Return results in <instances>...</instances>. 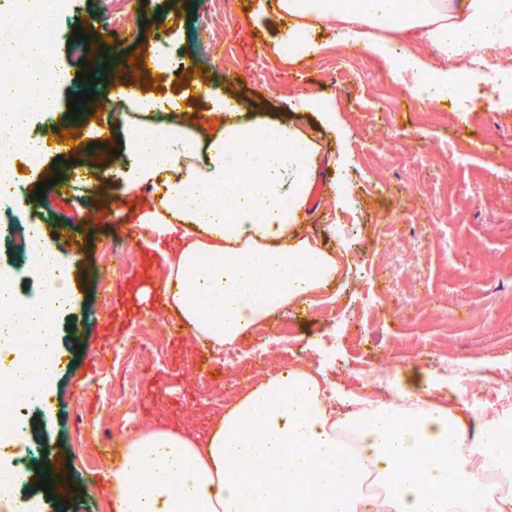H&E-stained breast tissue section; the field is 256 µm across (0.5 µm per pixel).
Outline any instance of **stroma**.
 Masks as SVG:
<instances>
[{"label":"stroma","instance_id":"obj_1","mask_svg":"<svg viewBox=\"0 0 512 512\" xmlns=\"http://www.w3.org/2000/svg\"><path fill=\"white\" fill-rule=\"evenodd\" d=\"M124 4L63 0L56 26L68 37L77 17L93 14L106 22ZM207 10V0H139L129 20L141 23L142 38L126 44V53L184 62L181 71L158 72L157 97L189 95L203 75L215 93L230 92L245 103L241 119H251L257 106L262 116L313 135L326 192L295 230L332 250L340 271L281 308L276 320H263L241 336L234 362L202 350L181 329L157 338L150 357L121 352L96 364L92 358L102 343L132 348L156 324L178 320L171 305L143 293L174 260L177 237L142 244L124 220L127 200L151 198V185L128 184L114 155L102 170L85 172L67 196L50 190L24 205L0 207V268L13 272L21 298L36 292L17 263L25 225H42L45 246L76 252L78 259L71 273L77 306L56 316L62 364L48 401L36 410L32 442L66 467L75 490L61 509L31 484L0 500V512H110L107 473L92 470L97 450L82 423H98L119 441L143 426L207 434L217 416L211 391L250 389L246 356L259 346L274 355L277 372L320 370L335 389L374 400L384 399L385 391L369 381L384 364L398 375L441 376L456 387L463 376L478 374V421L500 399L499 385L512 380V106H504L503 91L476 82L470 111L440 98L426 115L410 91L411 79L392 80L385 62L357 42L341 43L326 29L317 34L316 53L283 64L270 57L281 22L264 0H233L223 30L212 38L201 33ZM340 48L360 60L346 77L336 71ZM305 98L331 105L335 127L303 109ZM216 120L215 112L198 104L186 116L109 107L92 112L77 135L84 141L101 131L114 140L125 137L133 121L175 122L192 134ZM469 144L478 146V154L461 157ZM107 189L115 190L121 204L99 223L98 203ZM116 247L125 251L123 260H115ZM394 254L405 275L391 293L382 280ZM325 298L334 301L335 313L319 309ZM112 302L120 305L119 317L107 325L98 314ZM288 318L293 338L286 341L276 323ZM77 333L83 336L79 351ZM128 370L136 376L134 393L122 409L111 410L112 384Z\"/></svg>","mask_w":512,"mask_h":512}]
</instances>
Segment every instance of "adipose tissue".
<instances>
[{
    "label": "adipose tissue",
    "mask_w": 512,
    "mask_h": 512,
    "mask_svg": "<svg viewBox=\"0 0 512 512\" xmlns=\"http://www.w3.org/2000/svg\"><path fill=\"white\" fill-rule=\"evenodd\" d=\"M274 10L282 21L274 52H317L307 32L329 23L383 59L389 76L417 73L411 91L420 98L455 91L449 58L477 64L491 49L512 48V0H274ZM415 41L433 45L436 59L415 55ZM27 53L25 104L0 120L8 139L32 115L47 125L55 120L46 52L34 40ZM216 107L225 118L203 142L182 136L158 154L154 125L134 128L124 165L129 183L156 190L134 238L178 234L179 257L159 286L197 344L220 355L268 307L335 279L336 259L291 233L310 203L314 140L285 123L237 119L233 97ZM27 246L34 257L28 271L42 285L18 301L12 272L0 270V375L39 402L57 373L47 352L54 335L40 316L61 308L69 288L63 271L74 260L58 253L44 269L37 264L42 238ZM19 313L41 354L14 338L10 321ZM325 396L316 374L276 375L227 408L207 435L137 429L109 474L111 512H512V405L493 410L473 435L467 406L451 412L430 395L356 398L344 413ZM452 453L462 464L449 465ZM479 471L484 479H476Z\"/></svg>",
    "instance_id": "ef3b65f1"
}]
</instances>
